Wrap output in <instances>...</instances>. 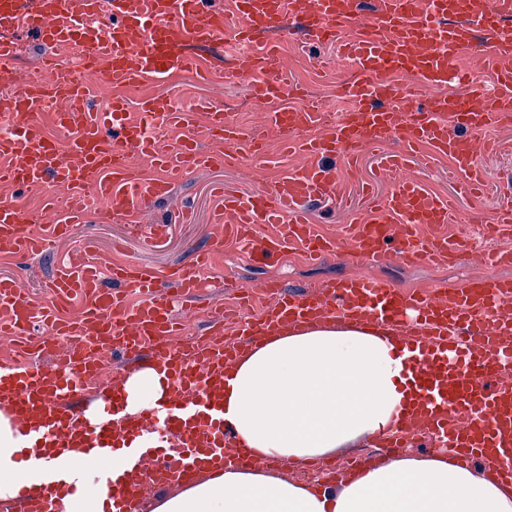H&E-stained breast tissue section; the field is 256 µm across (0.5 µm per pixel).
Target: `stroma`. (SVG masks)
I'll list each match as a JSON object with an SVG mask.
<instances>
[{"instance_id":"obj_1","label":"stroma","mask_w":512,"mask_h":512,"mask_svg":"<svg viewBox=\"0 0 512 512\" xmlns=\"http://www.w3.org/2000/svg\"><path fill=\"white\" fill-rule=\"evenodd\" d=\"M127 100L129 106H136L138 100L149 94H162L177 97L179 102L196 104L202 101L223 107L254 139L260 141L267 156V166L261 171H254L252 162L241 161L234 167L205 169L178 182L169 197L157 210L147 213L142 221L151 224L159 220L170 221L167 236L160 246L144 247L140 237L135 234L130 224L120 217H113L108 224H84L78 236H72L56 242L52 252L42 257H35L25 262L12 258H0V277L14 276L22 285L29 288L35 304H42L49 298L46 280L52 270L68 264L73 258L89 254L98 265L101 274H108L116 256L112 252V242L124 240L126 259L153 266L159 271H167L176 264L185 261L191 250L209 244L214 237L221 235V227L213 224L214 203L209 195L213 183L221 182L240 194L249 195L268 187L278 177L292 167L301 165L297 156L286 155L282 140L268 121L264 105L254 101L249 93L247 83L243 80L216 82L207 88H195L182 85L180 79L148 82L143 85L114 90H102V98L110 95ZM379 150L369 151L362 164L350 168L343 160H336V190L348 196L352 205H360L359 184L372 176L379 158ZM408 174L422 182L431 191L448 195L454 193L457 177L450 170L447 160L434 162L426 159L411 161ZM191 201L194 209V221L190 224H175L171 218L182 200ZM512 197L504 195L495 188L483 202L475 203L468 199H459L452 221L448 226L459 242L470 249V256L463 261L443 267L423 265L410 267L400 261L391 260L380 266L370 268L369 273L395 281L402 288L413 289L434 283H455L463 279L479 276L487 267L482 259L484 251L492 248V241L481 234L482 223L492 217L494 211L511 203ZM312 218L315 223L325 225L329 230L339 234V243L344 252L325 258L320 263L311 265L299 256L293 255L282 264L272 267H260L247 263L237 248L225 245L224 254L212 268L211 273L220 285L202 298L200 309L213 311L224 297L226 290L245 289L261 291L265 283L280 282L294 287L315 285L328 280L343 279L355 274L357 264L348 256L352 247L350 238L344 235L347 212L335 201L317 207Z\"/></svg>"}]
</instances>
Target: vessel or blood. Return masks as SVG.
Masks as SVG:
<instances>
[{"mask_svg": "<svg viewBox=\"0 0 512 512\" xmlns=\"http://www.w3.org/2000/svg\"><path fill=\"white\" fill-rule=\"evenodd\" d=\"M228 26L242 50L222 73L187 53L191 43H222ZM20 32L53 49L77 46L83 61L113 85L177 74L200 83L217 74L248 80L253 99L272 105L271 124L286 151L303 159L246 197L214 186L223 238L167 273L126 261L105 279L94 265L72 263L56 272L50 302L39 308L17 279L0 278V309L9 314L0 335H27L37 320L46 329L39 346L47 364L15 369L0 386V413L12 417L34 449L86 450L88 472L108 486L104 512H139L154 492L185 485L203 468L253 462L223 418L224 381L240 357L286 329L344 320L381 323L413 340L407 367L416 403L379 447L392 453L427 436L433 447L481 460L498 481L512 484V281L497 273L512 265V209L491 220L497 245L485 257L490 272L483 278L406 293L364 272L393 258L434 266L462 260L461 244L444 230L454 198L430 193L406 169L416 149L428 145L461 175L462 194L485 196L487 178L473 161L478 135L512 121V0H235L230 14L221 0H0L1 73L16 59ZM311 42L338 44L352 69L336 89L346 107L328 124L325 102L293 105L297 87L270 70L281 47ZM473 56L492 68L493 93L477 82L465 93L451 91L452 83L465 81L462 61ZM41 69L42 82L0 89V126L11 132L0 139V182L62 185L72 201L61 209L47 195L40 212L1 202L0 254L43 255L89 219L108 223L156 209L188 173L264 159L261 144L223 109L202 112L147 97L137 104L143 119L133 125L126 101L97 107L95 91L61 58L46 56ZM398 72L409 75L411 86L397 88ZM51 99L67 103L52 115L66 134L62 141L42 128L41 108ZM201 115L208 135L224 141V153L200 150L193 130ZM166 126L184 137L161 150L152 131ZM393 137L402 152L380 161L393 186L355 214L348 229L362 273L307 289L268 284L264 311L236 313L232 338L217 317L203 334L182 339L180 315L194 311L225 239L255 264H280L292 250L311 261L339 253L335 236L310 219L311 207L335 192L327 161L356 162ZM140 155L152 158L155 176L137 165ZM91 182L96 192L89 197ZM33 224L40 234L30 233ZM267 225L274 233H264ZM108 354L121 361L109 374L102 365ZM145 370L161 375L165 394L133 412L124 384ZM119 447L132 459L116 477L112 452ZM75 490L70 482L55 484L33 500L20 483L9 512H59Z\"/></svg>", "mask_w": 512, "mask_h": 512, "instance_id": "obj_1", "label": "vessel or blood"}]
</instances>
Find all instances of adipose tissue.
Here are the masks:
<instances>
[{
	"label": "adipose tissue",
	"instance_id": "adipose-tissue-1",
	"mask_svg": "<svg viewBox=\"0 0 512 512\" xmlns=\"http://www.w3.org/2000/svg\"><path fill=\"white\" fill-rule=\"evenodd\" d=\"M394 331L327 323L271 337L247 353L224 387V419L245 452L295 464L393 426L416 392ZM22 437L0 416V497L26 475L39 493L49 458L25 465ZM151 512H512V488L471 470L450 451L395 456L340 490L259 471L210 473Z\"/></svg>",
	"mask_w": 512,
	"mask_h": 512
}]
</instances>
